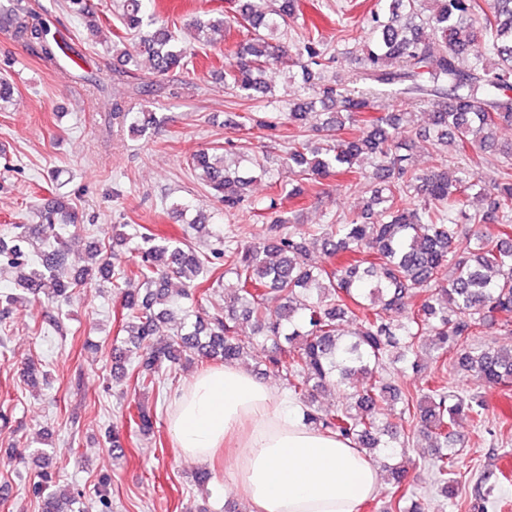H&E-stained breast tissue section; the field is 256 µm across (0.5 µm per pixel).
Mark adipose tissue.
<instances>
[{
    "label": "adipose tissue",
    "mask_w": 512,
    "mask_h": 512,
    "mask_svg": "<svg viewBox=\"0 0 512 512\" xmlns=\"http://www.w3.org/2000/svg\"><path fill=\"white\" fill-rule=\"evenodd\" d=\"M169 425L187 459L223 457L254 512H360L378 491L364 451L305 424L298 402L239 366L196 375Z\"/></svg>",
    "instance_id": "adipose-tissue-1"
}]
</instances>
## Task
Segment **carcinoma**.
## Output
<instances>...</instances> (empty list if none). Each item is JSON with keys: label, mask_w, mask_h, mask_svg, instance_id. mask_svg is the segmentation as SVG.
I'll list each match as a JSON object with an SVG mask.
<instances>
[{"label": "carcinoma", "mask_w": 512, "mask_h": 512, "mask_svg": "<svg viewBox=\"0 0 512 512\" xmlns=\"http://www.w3.org/2000/svg\"><path fill=\"white\" fill-rule=\"evenodd\" d=\"M0 12L17 41L39 48L43 60L58 68L77 61L70 43L52 32L31 0H8ZM116 28L130 37L120 50L122 63L138 70L148 63L150 74L167 76L187 70L191 45L171 26L148 11V0H113ZM68 8L98 31L100 18L88 0H68ZM298 0H241L242 39L234 62L224 68V84L247 99L267 93L262 81L278 56L274 41L287 35ZM194 41L216 45L224 40V22L193 23ZM494 52L496 61L488 58ZM362 69L352 78L325 79L336 56L316 30L298 36L297 64L303 84L316 101L296 103L288 112L295 126L289 136L287 163L304 180L331 173L350 183L371 186L372 208L352 217L338 214L326 224H298L277 215L253 245L241 247L210 232L209 253L192 242H172L143 233L134 266L117 264V254L89 249L91 263L75 277L68 272L69 240L64 225L79 222L78 212L62 197L36 209L32 224H13L0 237V270L16 272L20 294L0 296V315H9L26 300L42 295L56 305L46 315L63 331L61 306L79 286L112 279L125 310L126 347L112 350V370L125 372L127 346L135 348L132 376L144 390H160L164 366L182 357L200 362L234 364L249 355L240 338L248 323L259 342L269 347L265 365L282 375L291 395L304 406L310 425L351 440L374 460L405 456L410 433L404 426L418 421L432 450L428 460L436 489L448 497L458 440L454 427L462 416L487 428L483 397L459 391L431 373L413 392L385 378L390 367L424 370L428 357L442 366L475 376L489 387L512 386V348L478 343L475 336L498 315L512 312V142L496 146L499 125H512V0H385L383 10L370 13L362 49ZM471 58L465 65L463 58ZM396 86L428 108L430 127L420 135L433 170L415 167L416 144L401 138L406 113L375 112L371 88L351 90L349 84ZM336 104L334 112L315 111V102ZM112 115L129 123L139 135L157 123L155 113L133 112L121 102ZM324 133L326 147L311 146L307 130ZM466 157L470 167L448 164V145ZM497 149L499 160L490 185L481 184L478 169L483 153ZM228 150L205 147L189 157L191 170L207 193L227 213L249 203L246 189L254 174L267 172L264 161ZM361 159L373 162L367 172ZM478 189L482 208L469 213L470 191ZM495 224L502 230L475 231L473 225ZM475 237L472 248L456 243ZM341 262L316 266L311 250ZM224 259V274L234 275L224 288V309L209 311L196 302L220 286L211 259ZM344 321L355 328L346 333ZM170 334L157 336L160 324ZM335 386L342 400L333 409L315 406V392ZM129 422L142 434L152 432L154 414L135 403ZM403 487L384 512H424L421 493L403 486L405 469L389 468ZM52 479L33 486L41 512H68L76 499L63 501L50 491Z\"/></svg>", "instance_id": "1"}]
</instances>
